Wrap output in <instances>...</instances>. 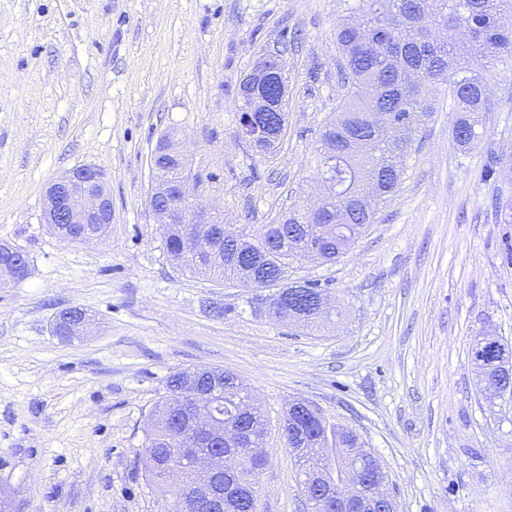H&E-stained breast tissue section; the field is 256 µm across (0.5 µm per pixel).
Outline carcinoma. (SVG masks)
<instances>
[{
	"label": "carcinoma",
	"mask_w": 512,
	"mask_h": 512,
	"mask_svg": "<svg viewBox=\"0 0 512 512\" xmlns=\"http://www.w3.org/2000/svg\"><path fill=\"white\" fill-rule=\"evenodd\" d=\"M334 29L338 52L344 61V82L348 98L339 114L319 132L318 161L313 180L324 190L319 212L295 205L268 224L251 240L274 238L264 277L286 287L290 261L312 252L321 262H333L348 252L397 188L405 170V158L412 145V133L435 112L434 102L446 93L460 112L453 124L456 145L463 151L478 138L473 115L487 111L489 86L474 62L512 60V0H354ZM271 85L253 86V77L241 81L234 106L239 120L251 113L255 92H272L275 104L267 119L285 134L288 129L286 94L288 76L275 73ZM51 228L71 243H86L105 235L107 225L88 236L82 224H53ZM165 245L172 253L179 247L182 227L164 225ZM183 267L209 281L235 284L246 275L231 257L212 264L206 259H188ZM299 318L317 328L324 317L311 311L307 294L297 299ZM479 388L485 398L505 397L501 382L512 371V345L503 343L495 362L475 360ZM176 371L167 379V393L194 390L214 403L223 420L224 431H247L258 439L265 435L266 416L252 403L246 385L233 373L210 367ZM197 430L187 417L172 409L164 398L146 434L145 477L151 484L166 481L170 461L181 448H189ZM299 463L303 493L317 489L323 481L336 484L353 468L363 445L347 430L333 427L309 428L301 423L285 434ZM263 464L247 454L224 459V471L212 474L183 463V480L173 494L172 512H212L194 508L199 491L211 486L223 492L229 488L237 498L229 505L247 512L246 493L253 488V474Z\"/></svg>",
	"instance_id": "obj_1"
}]
</instances>
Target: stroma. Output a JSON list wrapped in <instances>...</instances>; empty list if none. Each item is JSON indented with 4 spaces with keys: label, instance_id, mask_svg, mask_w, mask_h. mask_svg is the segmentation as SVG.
<instances>
[{
    "label": "stroma",
    "instance_id": "35a3bbf8",
    "mask_svg": "<svg viewBox=\"0 0 512 512\" xmlns=\"http://www.w3.org/2000/svg\"><path fill=\"white\" fill-rule=\"evenodd\" d=\"M345 0H0V243L30 273L0 285V485L19 512H168L144 479L148 418L170 374L214 367L250 387L269 423L260 512H307L280 420L319 406L377 456L399 512H512V399L476 387L475 337L512 343V67L488 72L470 153L450 100L418 128L403 180L336 263L292 262L328 283L321 330L270 320L252 289L193 275L167 253L148 204L150 157L176 133L211 182L205 202L256 232L318 196L320 127L344 102L332 31ZM287 40L288 135L273 154L238 138L239 81ZM95 165L105 237L64 241L44 190ZM94 320L67 341L51 323Z\"/></svg>",
    "mask_w": 512,
    "mask_h": 512
}]
</instances>
